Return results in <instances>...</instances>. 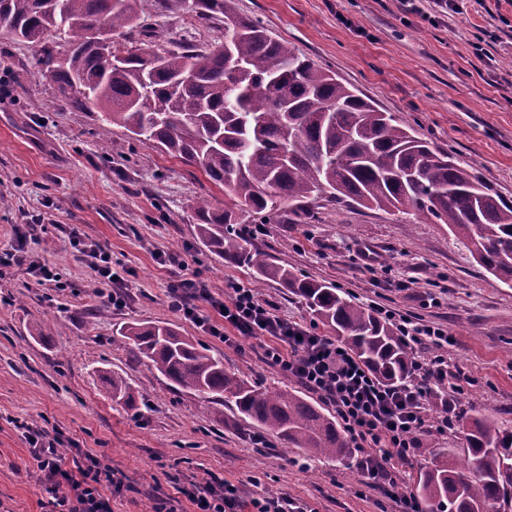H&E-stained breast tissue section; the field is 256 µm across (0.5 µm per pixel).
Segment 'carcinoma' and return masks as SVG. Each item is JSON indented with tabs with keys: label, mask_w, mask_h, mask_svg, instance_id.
Returning a JSON list of instances; mask_svg holds the SVG:
<instances>
[{
	"label": "carcinoma",
	"mask_w": 512,
	"mask_h": 512,
	"mask_svg": "<svg viewBox=\"0 0 512 512\" xmlns=\"http://www.w3.org/2000/svg\"><path fill=\"white\" fill-rule=\"evenodd\" d=\"M224 16V44H195L165 52L149 66L134 50L111 68L92 32L144 28L148 6ZM55 31L67 36L59 63L52 54L41 73L76 110L98 114L103 138L122 128L224 187L216 212L203 200L196 234L218 258L243 266L257 281L299 296L323 326L383 383L408 380L414 355L398 332L333 285L300 278L267 252L242 245L239 224H273L281 211L311 224L318 198L424 216L459 233L484 270L512 281V204L410 132V128L277 39L237 15L233 0H0V36L36 43ZM81 83L90 94L75 88ZM148 100L163 115L145 112ZM124 343L173 385L205 402H231L251 423L308 458L344 461L349 442L317 403L290 388H259L224 369L174 329L126 323ZM112 400L129 405L131 387L106 377ZM466 448L428 450L417 481L427 512H512V432L476 414L466 423Z\"/></svg>",
	"instance_id": "cac0c4a2"
}]
</instances>
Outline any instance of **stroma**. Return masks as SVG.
Instances as JSON below:
<instances>
[{
  "label": "stroma",
  "instance_id": "obj_1",
  "mask_svg": "<svg viewBox=\"0 0 512 512\" xmlns=\"http://www.w3.org/2000/svg\"><path fill=\"white\" fill-rule=\"evenodd\" d=\"M415 5L411 13L401 0H235L239 16L335 72L511 204L512 0H464L462 13L436 21L428 18L431 0ZM148 22L151 32L117 35L118 45L212 48L224 40L223 19L201 22L188 10L154 13ZM66 47L59 34L37 45L0 39V252L25 248L59 275L40 284L25 268L0 270V512L53 509L34 473L24 421L60 432L124 473L112 512H156L164 501L192 512L178 486L213 476L235 484L246 501L283 493L314 512H393L365 485L360 451L344 463L282 452L272 433L231 404L173 389L121 343L125 323L168 325L257 386H297L263 362L260 339L226 346L170 306L165 290L176 276L204 281L218 297L230 283H254L196 237L197 200L223 209L224 188L120 128L100 149L95 114L73 109L40 74L41 55ZM312 208L318 223L284 215L245 246L359 305L442 325L461 415L478 410L512 429V283L487 273L447 225L345 203ZM64 224L127 269L126 308L91 292L96 274L61 232ZM172 253L185 266L164 264ZM104 370L126 379L132 405L113 401ZM464 435L422 434L398 481L415 483L429 448H463Z\"/></svg>",
  "mask_w": 512,
  "mask_h": 512
}]
</instances>
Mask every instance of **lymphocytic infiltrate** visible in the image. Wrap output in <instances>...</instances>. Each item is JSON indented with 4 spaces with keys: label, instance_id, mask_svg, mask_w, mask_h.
<instances>
[{
    "label": "lymphocytic infiltrate",
    "instance_id": "f902f5d3",
    "mask_svg": "<svg viewBox=\"0 0 512 512\" xmlns=\"http://www.w3.org/2000/svg\"><path fill=\"white\" fill-rule=\"evenodd\" d=\"M68 236L90 262L99 282L108 286V303L124 308V278L114 267L110 252L100 244L82 240L77 230H69ZM166 293L173 309L224 345L262 339L265 363L295 378L329 404L354 446L363 449L359 469L368 486L393 501L396 512H422L417 495L406 484L396 482L393 472L409 462L419 433L433 430L444 435L458 421L455 399L448 392V360L443 354L448 345L447 331L418 316L386 311V318L407 345L431 353L430 359L413 361L409 382L389 386L346 346L277 313L253 288L236 282L220 299L204 282L174 279ZM434 397L444 407L435 420L428 414ZM25 430L54 507L61 512H112V497L124 488L115 471L102 466L89 452L82 453L74 469H66L59 450L61 436H48L31 424ZM180 492L196 512H312L306 503L285 495H263L242 502L234 484L216 477L182 486Z\"/></svg>",
    "mask_w": 512,
    "mask_h": 512
}]
</instances>
